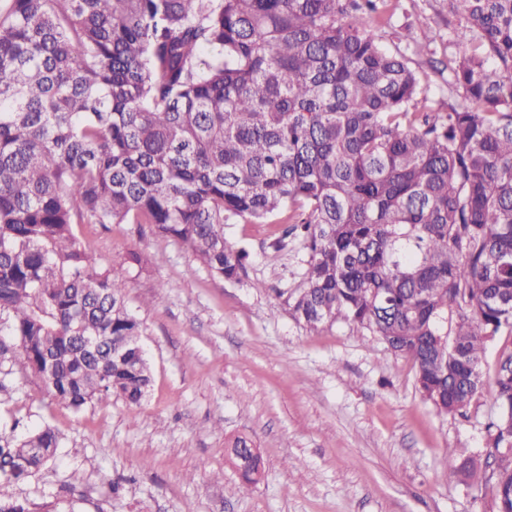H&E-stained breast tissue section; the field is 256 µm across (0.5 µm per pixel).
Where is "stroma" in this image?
<instances>
[{
    "instance_id": "stroma-1",
    "label": "stroma",
    "mask_w": 512,
    "mask_h": 512,
    "mask_svg": "<svg viewBox=\"0 0 512 512\" xmlns=\"http://www.w3.org/2000/svg\"><path fill=\"white\" fill-rule=\"evenodd\" d=\"M379 11L377 37L422 73L433 106L446 105L449 76L429 62L468 48L465 22L447 0H384ZM408 30L429 48L417 51ZM288 224L283 214L225 225L227 244L249 254L239 282L213 277L150 225H78L99 268L130 282L152 383L139 405L113 398L76 412L22 365L0 364L15 387L0 401V428L48 425L64 437L25 482L0 479V498L30 512H493L492 483L448 478L440 465L450 451L483 466L499 417L492 387L464 414L442 416L384 344L344 324L295 322L282 293L298 285L305 252L284 238ZM131 251L142 268L128 266ZM238 436L263 461L245 492L226 455Z\"/></svg>"
}]
</instances>
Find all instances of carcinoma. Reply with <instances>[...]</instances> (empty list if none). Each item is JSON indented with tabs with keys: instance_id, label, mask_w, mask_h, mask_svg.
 <instances>
[{
	"instance_id": "cac0c4a2",
	"label": "carcinoma",
	"mask_w": 512,
	"mask_h": 512,
	"mask_svg": "<svg viewBox=\"0 0 512 512\" xmlns=\"http://www.w3.org/2000/svg\"><path fill=\"white\" fill-rule=\"evenodd\" d=\"M377 0H5L0 13V357L75 411L151 384L129 283L78 224H149L238 282L224 225L284 210L301 281L284 304L412 362L442 415L481 394L512 340V0H448L471 33L445 111L370 20ZM127 350L112 361V344ZM496 512H512V347L494 373ZM62 444L0 431V477ZM242 485L260 457L228 446ZM448 478L475 466L443 458Z\"/></svg>"
}]
</instances>
